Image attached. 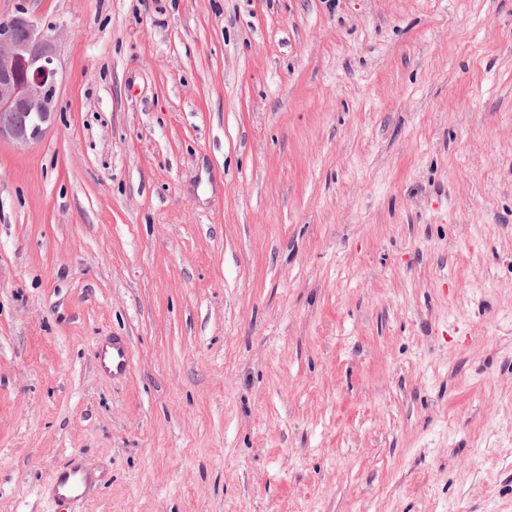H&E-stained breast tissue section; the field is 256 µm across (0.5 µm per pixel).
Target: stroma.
<instances>
[{
	"label": "stroma",
	"mask_w": 512,
	"mask_h": 512,
	"mask_svg": "<svg viewBox=\"0 0 512 512\" xmlns=\"http://www.w3.org/2000/svg\"><path fill=\"white\" fill-rule=\"evenodd\" d=\"M21 6L0 512H512V0ZM48 30L25 7L0 19V141L18 150L39 142L53 123L58 71ZM130 349L123 338H112V343L100 349L95 355L98 370L112 375L123 376L129 369ZM88 485L87 475L84 474V471L80 468H77L73 465H66L59 468L55 476L53 478V496L58 499H64L69 501H74L82 498L86 492V488ZM70 486L75 489L76 492H79L82 488L83 491L77 493L73 496H65L60 492L61 489Z\"/></svg>",
	"instance_id": "35a3bbf8"
}]
</instances>
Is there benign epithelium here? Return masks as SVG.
<instances>
[{
  "instance_id": "obj_1",
  "label": "benign epithelium",
  "mask_w": 512,
  "mask_h": 512,
  "mask_svg": "<svg viewBox=\"0 0 512 512\" xmlns=\"http://www.w3.org/2000/svg\"><path fill=\"white\" fill-rule=\"evenodd\" d=\"M55 37L20 7L0 19V141L18 150L39 142L54 119Z\"/></svg>"
}]
</instances>
